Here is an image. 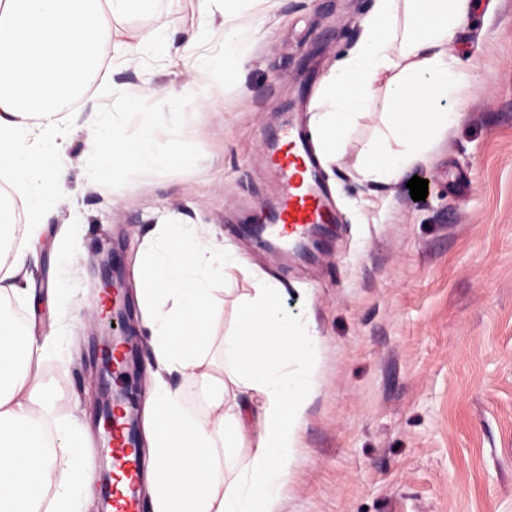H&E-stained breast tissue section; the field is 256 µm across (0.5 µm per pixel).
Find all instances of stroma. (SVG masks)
<instances>
[{"instance_id":"stroma-1","label":"stroma","mask_w":512,"mask_h":512,"mask_svg":"<svg viewBox=\"0 0 512 512\" xmlns=\"http://www.w3.org/2000/svg\"><path fill=\"white\" fill-rule=\"evenodd\" d=\"M375 0H238L227 24L256 49L240 83L176 119L165 98L192 74L180 50L123 62L130 33L163 24L176 41L197 29L200 0H167L162 21L112 26L104 64L77 110L110 113L135 127L126 90L150 80L144 108L160 124L180 123L182 161L128 175L108 192L88 182L93 158L84 130L63 123L66 195L50 216L31 271L36 303L18 300L37 332L58 322L60 341L43 354L46 389L61 416L82 417L99 448L98 394L89 369L93 330L69 299L93 301L100 252L122 268L133 325L141 323L135 265L162 214L209 224L253 272L283 284L290 316L320 339L318 391L302 432L300 466L281 512H512V0H480L448 53L472 71L458 106L463 122L437 140L426 162L428 195L405 184L375 187L351 177L381 126L380 109L361 115L344 156L324 172L339 222L315 259L282 262L255 247L239 224L247 205L271 207L262 163L289 104L312 120L318 89L347 56ZM74 228L80 271L67 276L59 246ZM58 287L48 297V285ZM251 276L217 281L216 338L235 327Z\"/></svg>"}]
</instances>
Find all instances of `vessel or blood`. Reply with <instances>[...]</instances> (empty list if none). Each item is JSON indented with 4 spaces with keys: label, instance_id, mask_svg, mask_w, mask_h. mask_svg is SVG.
I'll return each mask as SVG.
<instances>
[{
    "label": "vessel or blood",
    "instance_id": "vessel-or-blood-1",
    "mask_svg": "<svg viewBox=\"0 0 512 512\" xmlns=\"http://www.w3.org/2000/svg\"><path fill=\"white\" fill-rule=\"evenodd\" d=\"M264 165L276 184L273 208H257L250 221L265 227L262 245L283 253L316 232L319 225L334 224L338 216L326 188L318 181L315 157L304 128L286 122L275 144L264 157ZM102 356L112 362V380L121 382L126 371L129 347L123 339L103 346ZM112 481L101 485L100 495L112 505V512H143L141 487L146 467L136 446L130 414L122 404L112 407Z\"/></svg>",
    "mask_w": 512,
    "mask_h": 512
}]
</instances>
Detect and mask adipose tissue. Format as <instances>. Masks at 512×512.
<instances>
[{
  "label": "adipose tissue",
  "instance_id": "obj_1",
  "mask_svg": "<svg viewBox=\"0 0 512 512\" xmlns=\"http://www.w3.org/2000/svg\"><path fill=\"white\" fill-rule=\"evenodd\" d=\"M472 0H376L362 34L337 70L324 78L313 125L324 166L343 155L356 119L381 104L380 140L360 154L353 171L367 184L398 183L425 161L435 139L462 113L448 102L468 73L448 45L468 18ZM162 0H0V181L23 195L25 246L0 255V512H81L94 496L96 468L78 437L79 424L60 427L55 398L41 381L39 357L57 340L56 328L38 336L18 327L8 301L34 296L28 256L59 203L68 175L59 105L71 102L88 75L102 66L112 39L111 20L160 17ZM252 42L230 29L221 56L191 59L194 81L172 97L183 110L208 102L235 83ZM387 76L376 102L374 85ZM107 113L75 112L94 157L91 184L177 163L171 144L177 126L141 120L130 136L113 134L104 147ZM160 248L141 276L142 323L151 337L157 371L146 402L149 426L147 501L150 512H280L290 474L301 461V435L318 381L319 337L285 312L283 288L261 278L243 300L237 326L225 335L223 365L206 362L212 341V284L234 280L243 260L196 224L163 221ZM208 380L215 391L209 412L187 415L181 395L165 380ZM259 402L248 418L247 399ZM229 448L223 465L220 448Z\"/></svg>",
  "mask_w": 512,
  "mask_h": 512
}]
</instances>
